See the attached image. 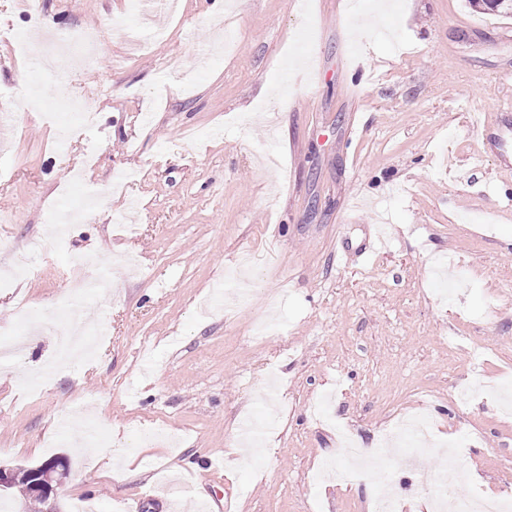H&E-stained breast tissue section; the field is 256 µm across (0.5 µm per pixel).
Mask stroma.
<instances>
[{"instance_id": "stroma-1", "label": "stroma", "mask_w": 512, "mask_h": 512, "mask_svg": "<svg viewBox=\"0 0 512 512\" xmlns=\"http://www.w3.org/2000/svg\"><path fill=\"white\" fill-rule=\"evenodd\" d=\"M212 2L0 0V31L34 11L100 33L93 66L51 80L0 40V268L25 271L0 329L32 338L0 370V462L62 457L61 512H206L213 489L233 512H369L390 485L397 512H423L445 466L458 499L512 497V173L478 128L512 106V17L397 0L363 32L377 0ZM89 189L94 218L30 254L47 205ZM92 274L109 283L80 300L93 357L56 371L16 307L62 311ZM423 406L429 442L317 481L351 465L337 428L374 448ZM247 420L263 445L243 456ZM90 422L139 479L76 447ZM159 426L177 447L145 444Z\"/></svg>"}]
</instances>
